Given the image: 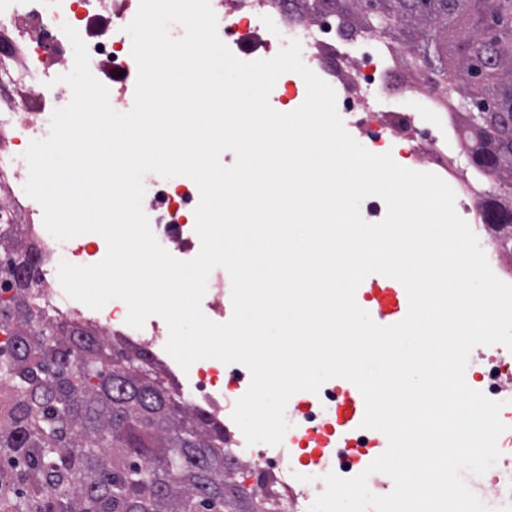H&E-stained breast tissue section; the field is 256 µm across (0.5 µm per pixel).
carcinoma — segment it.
Wrapping results in <instances>:
<instances>
[{"instance_id":"carcinoma-1","label":"carcinoma","mask_w":512,"mask_h":512,"mask_svg":"<svg viewBox=\"0 0 512 512\" xmlns=\"http://www.w3.org/2000/svg\"><path fill=\"white\" fill-rule=\"evenodd\" d=\"M454 79L448 108L493 211L512 215V0H306ZM41 254L0 223V512H225L224 427L188 408L150 354L35 303Z\"/></svg>"}]
</instances>
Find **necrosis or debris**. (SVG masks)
<instances>
[{"instance_id": "obj_1", "label": "necrosis or debris", "mask_w": 512, "mask_h": 512, "mask_svg": "<svg viewBox=\"0 0 512 512\" xmlns=\"http://www.w3.org/2000/svg\"><path fill=\"white\" fill-rule=\"evenodd\" d=\"M303 4L304 0H211L218 35L233 54L243 55L248 62L269 59L276 54V35L299 38L304 64L334 89L337 110L347 126L379 154L389 152L398 135H407L410 146L406 157L411 167L441 177L455 193L458 215L471 223H482L484 214L475 202L465 169L449 161V150L464 140L465 131L448 113L446 92L407 73L376 34L344 38L334 13L326 11L310 19ZM137 10L138 0H0V174L9 173L14 178L11 193L0 199V216L12 217L16 207H23L30 217L27 230L41 250L49 255L62 254L64 260L79 266L104 258V238L96 233L83 234L71 239L66 251H59L57 240L43 225L40 204L24 191L28 173L19 160V149L42 138L53 111L71 98L70 88L58 77L71 70L73 53L64 47L46 57L38 46L47 33L63 38V25L76 28L81 22L104 17L112 29L86 38L90 59L106 71L133 73L137 65L125 28ZM265 30L271 32V39L242 51L245 36ZM18 85L26 88V96L10 98L11 89ZM199 198L196 183L175 185L156 180L147 185L142 201L160 245L189 259L196 256L199 238L194 226L183 221L182 211L196 209ZM69 309L101 328L123 330L126 340L148 349L156 361L171 363L166 350L168 332L161 317H149L143 328L135 329L127 326L128 309L120 300L101 310L73 300ZM180 389L190 405L207 406L225 430L235 429L232 412L247 388L225 383L223 364L211 358L200 360ZM335 416L336 390L328 387L307 400L280 446L255 447L245 438L237 439V456L265 463L274 473L282 490L284 512H309L323 491L326 474L321 467L296 471L284 449L299 446L310 431L329 424ZM500 419L505 429L498 439L501 456L496 466L481 476L466 475L465 482L486 488L484 503L490 512H512V403L501 409Z\"/></svg>"}]
</instances>
